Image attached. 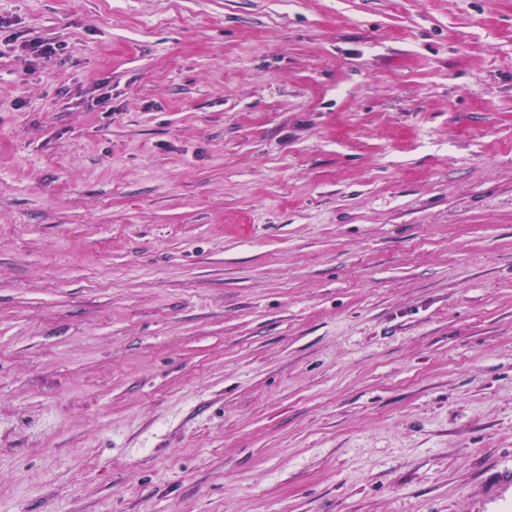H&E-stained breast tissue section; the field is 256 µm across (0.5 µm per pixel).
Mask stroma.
Listing matches in <instances>:
<instances>
[{"instance_id": "stroma-1", "label": "stroma", "mask_w": 512, "mask_h": 512, "mask_svg": "<svg viewBox=\"0 0 512 512\" xmlns=\"http://www.w3.org/2000/svg\"><path fill=\"white\" fill-rule=\"evenodd\" d=\"M0 23V512H494L512 0ZM22 48L27 54L36 59H50L54 57L64 60L71 52L70 46L65 42H30L23 43Z\"/></svg>"}]
</instances>
